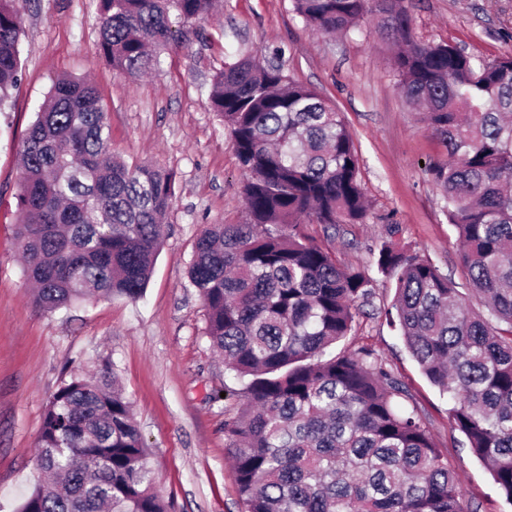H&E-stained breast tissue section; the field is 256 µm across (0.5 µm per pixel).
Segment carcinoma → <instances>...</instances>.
Listing matches in <instances>:
<instances>
[{
    "label": "carcinoma",
    "mask_w": 512,
    "mask_h": 512,
    "mask_svg": "<svg viewBox=\"0 0 512 512\" xmlns=\"http://www.w3.org/2000/svg\"><path fill=\"white\" fill-rule=\"evenodd\" d=\"M99 48L137 77L208 19L214 0H96ZM312 30L346 34L372 17L395 42L407 103L444 147L429 165L487 313L428 260L392 243L371 251L395 279L387 319L450 419L512 504V53L482 61L411 40L400 0H292ZM22 0H0V104L18 86ZM210 106L245 174L248 221L211 224L189 278L210 343L241 383L224 421L246 512H476L425 418L373 350L334 353L372 303L365 272L341 268L302 224H361L368 204L344 117L278 64H224ZM97 88L56 79L20 151L16 239L33 300L47 311L141 297L175 196L172 174L114 160ZM131 402L111 377L73 375L49 401L36 489L19 512H171L153 486Z\"/></svg>",
    "instance_id": "carcinoma-1"
}]
</instances>
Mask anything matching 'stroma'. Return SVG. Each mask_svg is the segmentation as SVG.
Segmentation results:
<instances>
[{"label": "stroma", "instance_id": "1", "mask_svg": "<svg viewBox=\"0 0 512 512\" xmlns=\"http://www.w3.org/2000/svg\"><path fill=\"white\" fill-rule=\"evenodd\" d=\"M411 37L451 44L487 61L512 52V0H403ZM240 52L279 63L342 113L369 201L365 223L303 232L339 265L372 281L373 303L346 341L371 347L424 415L432 440L477 512H512L448 414L450 403L421 373L380 308L394 283L370 249L391 242L429 260L458 285L459 243L428 171L441 144L410 111L392 67V42L374 21L348 34L308 30L291 0H223L207 22L164 50L139 79L117 72L99 50L95 0H27L19 86L0 109V512H18L36 489L44 412L71 373L117 376L150 450L157 489L173 512H245L231 466L225 419L240 387L205 336L206 310L188 278L194 244L211 224L246 218L244 176L229 131L210 108L216 72ZM97 86L114 156L175 177V198L143 296L101 298L47 312L35 305L15 240L19 150L53 80Z\"/></svg>", "mask_w": 512, "mask_h": 512}]
</instances>
